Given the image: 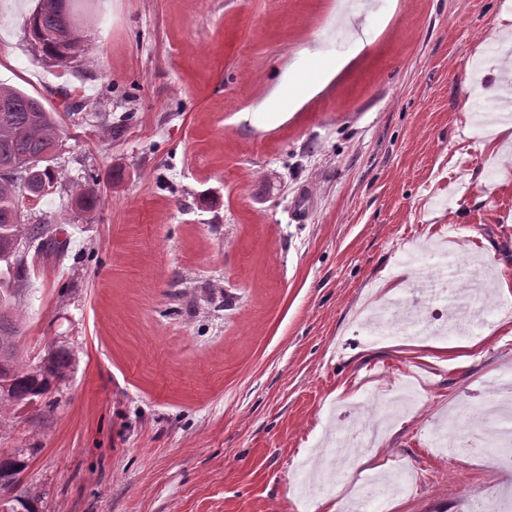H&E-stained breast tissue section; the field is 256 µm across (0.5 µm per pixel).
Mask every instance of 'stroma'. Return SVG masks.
<instances>
[{"instance_id":"stroma-1","label":"stroma","mask_w":512,"mask_h":512,"mask_svg":"<svg viewBox=\"0 0 512 512\" xmlns=\"http://www.w3.org/2000/svg\"><path fill=\"white\" fill-rule=\"evenodd\" d=\"M37 3L0 0V83L60 114L61 179L21 212L69 244L26 243L19 359L73 360L0 425V454L28 456L17 494L38 512H327L399 469L412 490L375 487L372 512L512 491L496 458L431 451L512 373V302L486 337L466 299L469 257L512 262V149L490 157L464 120L512 90V0H81L64 67L31 39ZM89 172L96 211L66 208ZM440 241L463 294L445 304L424 288ZM389 278L402 323L364 327ZM420 320L445 365L410 355ZM358 416L381 454L343 478L339 423Z\"/></svg>"}]
</instances>
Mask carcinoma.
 Returning a JSON list of instances; mask_svg holds the SVG:
<instances>
[{
    "label": "carcinoma",
    "mask_w": 512,
    "mask_h": 512,
    "mask_svg": "<svg viewBox=\"0 0 512 512\" xmlns=\"http://www.w3.org/2000/svg\"><path fill=\"white\" fill-rule=\"evenodd\" d=\"M45 7L29 19L31 36L42 53L65 65L84 51L82 29L75 19L73 0L63 5L58 0H43ZM59 147L56 113L48 110L36 96L0 83V421L20 405L47 394L54 382L62 379L71 365V353L59 346L44 357L34 371L24 369L17 359L22 321L18 313L28 288L25 259L9 261L15 242L24 238L40 241L49 256L65 255L67 240L60 239L59 225L21 219L20 197L45 188L52 189L60 175L52 167ZM95 178L72 194V205L84 213L98 204ZM27 468L24 453L17 449L0 455V490L15 488ZM36 512L34 499L0 498V512H15L16 506Z\"/></svg>",
    "instance_id": "carcinoma-1"
}]
</instances>
